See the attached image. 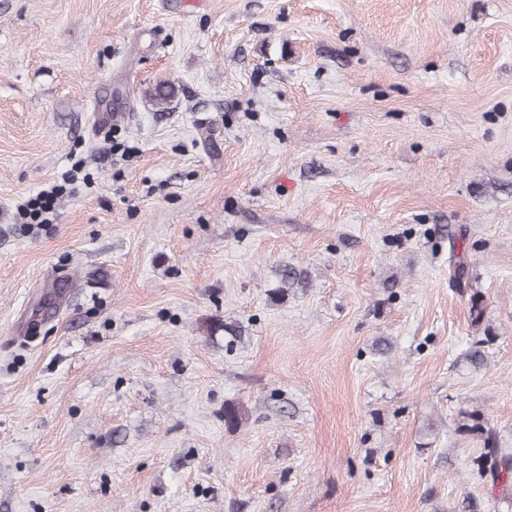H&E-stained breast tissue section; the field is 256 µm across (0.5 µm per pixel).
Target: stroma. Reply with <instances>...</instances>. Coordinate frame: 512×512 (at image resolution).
<instances>
[{"mask_svg": "<svg viewBox=\"0 0 512 512\" xmlns=\"http://www.w3.org/2000/svg\"><path fill=\"white\" fill-rule=\"evenodd\" d=\"M472 413L512 0H0V512H512ZM64 186L55 185L50 190H43L36 196L29 198L23 204L19 205V214L32 221H38L37 224H44L50 219L47 217L53 213L54 201L57 195L63 191Z\"/></svg>", "mask_w": 512, "mask_h": 512, "instance_id": "1", "label": "stroma"}]
</instances>
